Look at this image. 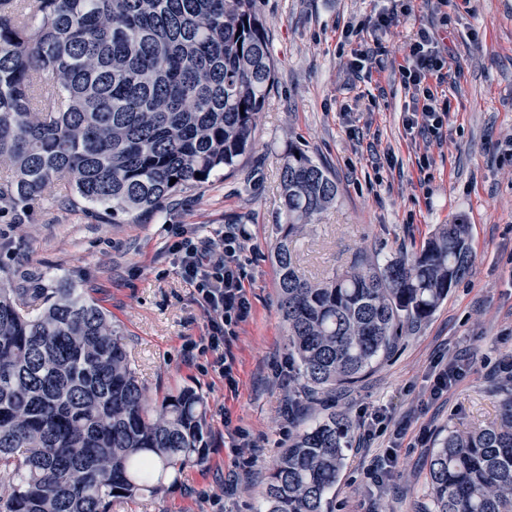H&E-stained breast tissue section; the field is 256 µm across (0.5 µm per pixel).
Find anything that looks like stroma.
Returning <instances> with one entry per match:
<instances>
[{"label": "stroma", "instance_id": "obj_1", "mask_svg": "<svg viewBox=\"0 0 512 512\" xmlns=\"http://www.w3.org/2000/svg\"><path fill=\"white\" fill-rule=\"evenodd\" d=\"M386 0H259L275 63V83L257 115L241 169L178 194L164 216L105 224L54 202L48 188L29 224H1L0 268L11 284L85 291L122 331L132 364L153 398L192 387L206 401L207 455L187 464L156 496L117 499L112 512H256L279 452L288 445V340L279 311L272 250L280 210L279 173L289 146L335 177V202L295 237L299 275L316 282L350 270L355 257L414 256L438 225L471 227L472 267L425 321L407 325L395 350L355 388L337 394L352 422L376 408L388 429L402 428L399 465L384 491L366 471L387 436L347 449L334 512H434L427 461L448 431L499 416L512 381L498 362L512 355V0H415L395 14L367 67L347 27L387 9ZM427 27L448 48L452 71L439 88L450 105L436 138L406 127L411 93L401 81L409 44ZM243 224L252 315L230 345L234 385L189 353L206 331L193 289L168 255L169 225ZM469 365L443 397L429 391L436 366L459 354ZM244 430L249 448H233ZM236 481L225 492V481Z\"/></svg>", "mask_w": 512, "mask_h": 512}]
</instances>
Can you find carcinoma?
<instances>
[{"instance_id": "cac0c4a2", "label": "carcinoma", "mask_w": 512, "mask_h": 512, "mask_svg": "<svg viewBox=\"0 0 512 512\" xmlns=\"http://www.w3.org/2000/svg\"><path fill=\"white\" fill-rule=\"evenodd\" d=\"M275 81L258 0H0V222L26 224L46 187L117 224L234 173ZM201 177H196V174ZM175 183H170L171 179ZM274 262L298 371L288 431L260 512H333L353 425L333 409L470 271L468 224L419 254L366 258L320 283L298 275L293 236L336 199L328 170L288 147ZM203 397L151 402L112 318L65 282L0 286V512H111L157 495L205 458ZM434 512H512V398L500 420L448 433L428 459ZM122 494H116V491Z\"/></svg>"}]
</instances>
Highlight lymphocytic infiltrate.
<instances>
[{
  "instance_id": "f902f5d3",
  "label": "lymphocytic infiltrate",
  "mask_w": 512,
  "mask_h": 512,
  "mask_svg": "<svg viewBox=\"0 0 512 512\" xmlns=\"http://www.w3.org/2000/svg\"><path fill=\"white\" fill-rule=\"evenodd\" d=\"M448 54L433 33L419 28L410 44L400 74L412 91L414 110L406 125L428 137L439 136L448 121V104L438 98L433 83H444L449 68ZM169 249L176 258L178 273L197 293L207 318L206 334L191 347L199 353H214V367L225 381H232L235 359L227 345L251 314L245 281L246 231L237 224H224L201 231L189 224L170 227Z\"/></svg>"
}]
</instances>
